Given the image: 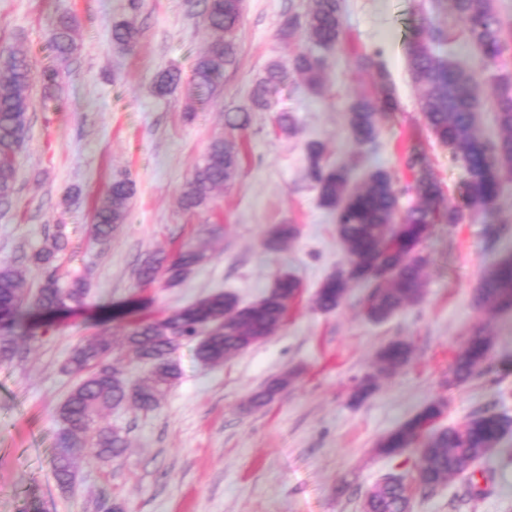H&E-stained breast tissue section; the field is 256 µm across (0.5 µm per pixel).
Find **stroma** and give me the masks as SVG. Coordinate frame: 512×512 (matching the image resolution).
<instances>
[{
  "label": "stroma",
  "mask_w": 512,
  "mask_h": 512,
  "mask_svg": "<svg viewBox=\"0 0 512 512\" xmlns=\"http://www.w3.org/2000/svg\"><path fill=\"white\" fill-rule=\"evenodd\" d=\"M306 6L307 0H243L236 58L215 102L188 121L182 109L193 63L211 41L201 0H0V51L25 52L37 75L53 61L56 15L70 11L78 19L77 50L59 90L44 93L38 79L32 85L15 193L0 206V259L22 264L24 288L35 291L43 271L32 256L59 232L67 240L61 275L89 284L83 304L31 314L33 338L20 339L18 358L0 362V512H97L104 495L123 501L127 512H361L365 493L398 469L375 454L377 440L425 404L445 402L444 426L491 406L512 415V312L493 315L472 304L484 271L512 246V173L504 174L488 211L433 226L420 247L428 263L418 304L375 324L361 313L363 288L353 285L336 311L314 309L317 288L348 257L334 214L307 177V142H322L329 162L345 167L355 184L381 167L397 186L406 185L411 175L401 156L420 142L447 196L461 199L466 173L430 136L407 65L405 44L420 18L448 21L436 0H344L349 41L327 56L329 94L312 95L299 76H288L274 99L297 118L290 134L277 128L273 113L252 110V90L267 66L289 67L299 50L300 41L283 40L280 28ZM121 19L139 30L128 50L112 41V24ZM356 49L382 51L398 101L397 111L380 116L371 153L347 127L350 96L369 82L351 67ZM168 70L180 72L181 81L157 96L155 82ZM237 109L250 112L242 131L224 123L225 112ZM218 136L243 147L239 172L206 207L184 210L182 187ZM121 173L135 182L127 220L111 240L93 241L94 205ZM278 224L299 230L284 252L265 244ZM202 242L212 258L182 283L140 285L136 267L147 255L171 256ZM283 273L302 285L284 325L218 366L197 360L195 341H180L174 358L181 376L158 408L126 404L95 418L96 426L125 434L124 456L94 462L78 450L73 485L59 487L52 473L57 410L78 382L64 366L80 342L121 338L127 322L113 316L115 305L143 299L150 314L160 315L216 291L247 304ZM484 327L492 332L484 374L449 385L458 347ZM395 338L412 343L411 362L352 403L356 381ZM287 372L294 378L272 403L249 408L253 392ZM481 467L484 497L471 498L455 478L415 497L412 512H512V434Z\"/></svg>",
  "instance_id": "1"
}]
</instances>
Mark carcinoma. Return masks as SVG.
<instances>
[{"label":"carcinoma","instance_id":"obj_1","mask_svg":"<svg viewBox=\"0 0 512 512\" xmlns=\"http://www.w3.org/2000/svg\"><path fill=\"white\" fill-rule=\"evenodd\" d=\"M448 18L462 24L468 40L487 58L491 68L484 77L465 69L441 52L445 39L439 27L421 19L427 35L407 45V65L412 79L422 90L419 108L431 136L448 146L454 159L466 171L464 203L445 202L442 184L427 170V156L417 144L403 156V166L412 174L413 184L398 190L391 174L375 168L359 187L350 184L348 171L326 162L324 146L312 141L306 146L307 175L318 191L320 204L336 213L337 237L347 253V266L329 275L317 289L315 307L332 312L344 302L349 284L367 288L360 304L364 316L382 323L403 309L418 303L424 295L427 258L419 246L431 226L462 224L467 214L492 204L501 191L502 169L512 171V68L497 64L512 46V27H505L495 0H443ZM204 15L211 32L210 47L196 59L185 108L187 118L199 107L213 102L224 80V69L236 55L235 31L241 12L227 0H204ZM75 16L63 12L55 19L51 45L57 61L69 60L75 50ZM303 32L310 47L297 51L292 71L314 94L325 91L324 51L337 49L347 35L341 0H308L304 24L288 18L280 29L284 38ZM138 29L128 21L112 25V40L126 49L134 46ZM351 65L358 73L370 76L367 89L355 92L347 112L352 139L360 146L372 147L378 137L377 120L382 112H395L398 102L379 53L353 52ZM287 74L272 63L253 88L251 102L258 110H272L271 94L286 80ZM33 81L32 64L20 51L0 54V201L8 202L15 191L16 154L22 149L29 130ZM180 81L176 71L162 73L155 84L157 94L169 93ZM495 112L499 135L494 140L478 134V119L485 107ZM240 154L224 137L215 138L202 161L195 167L180 196L181 207L194 211L206 206L213 192L230 182L239 167ZM412 192L416 203L403 210L399 199ZM134 183L126 175L112 180L94 207L92 238H112L125 223ZM298 235L293 224H278L266 240L275 251L288 249ZM65 249L61 235L47 238L33 256L43 268L36 290L24 291V273L12 262H0V359L10 360L17 353L16 329L23 326V308L44 314L54 313L87 296L89 286L81 278L62 283L58 275V254ZM209 259L203 244L187 248L168 262L164 258L138 268L140 282L150 284L164 277L176 286ZM301 290L300 281L288 274L278 277L271 289L256 301L243 305L230 292H215L162 318L132 324L121 338L124 354L132 361L146 363L150 369L131 385L123 371L108 362L113 344L109 336L75 346L66 363L70 373L81 375L80 382L60 405L61 423L56 436L53 462L58 485L67 488L75 479L73 449L88 448L92 455L110 461L125 453L128 444L118 430L93 427L94 416L104 408L133 403L141 411L158 407L166 392L179 378L171 354L176 346L174 333L184 339L197 336L211 325L218 329L197 344V357L207 365H219L277 331L288 319L289 304ZM479 309L496 312L512 310V252L488 268L474 295ZM491 342L480 330L472 333L455 354L452 382L462 383L476 375L489 360ZM413 347L405 339H393L375 355L373 369L381 375L394 373L412 358ZM292 379L286 373L252 394L249 404H270ZM376 385L375 375L363 376L354 388L355 401L365 399ZM443 406L431 402L398 428L376 443L378 455L412 463L413 479L426 495L454 477H466L468 493L483 494L475 481V466L495 451L500 441L512 433V416L486 410L460 426L439 427ZM410 488L405 476L389 473L367 495L365 512H407Z\"/></svg>","mask_w":512,"mask_h":512}]
</instances>
